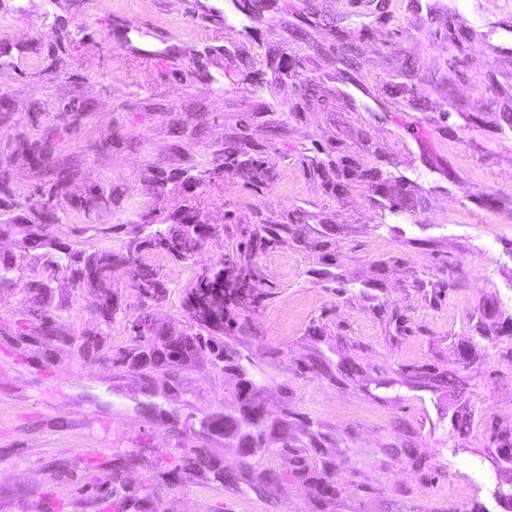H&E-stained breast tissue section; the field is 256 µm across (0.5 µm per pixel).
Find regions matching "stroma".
I'll return each instance as SVG.
<instances>
[{"mask_svg":"<svg viewBox=\"0 0 512 512\" xmlns=\"http://www.w3.org/2000/svg\"><path fill=\"white\" fill-rule=\"evenodd\" d=\"M60 171L52 244L22 248ZM0 180V512H507L512 0H0ZM188 216L193 258L140 253L165 299L115 266L111 321L54 266ZM219 263L258 302L142 361L135 325L199 334ZM205 290H210L214 293L215 297L222 298V301L225 303V294H224V268L219 269L212 273L211 276L206 274H202L196 285L195 292L192 293L194 299V305L192 306V317L197 320L201 325L209 328L214 331V333H222L224 334V323L217 325L211 324L206 320V317L203 315L201 310L200 296H202V292ZM209 342H214V336H209ZM208 340H204V336L197 334L195 336L180 335L162 336L156 335L144 341L146 349L152 354L151 362L155 365H167L171 362L186 363L195 359L199 351Z\"/></svg>","mask_w":512,"mask_h":512,"instance_id":"1","label":"stroma"}]
</instances>
